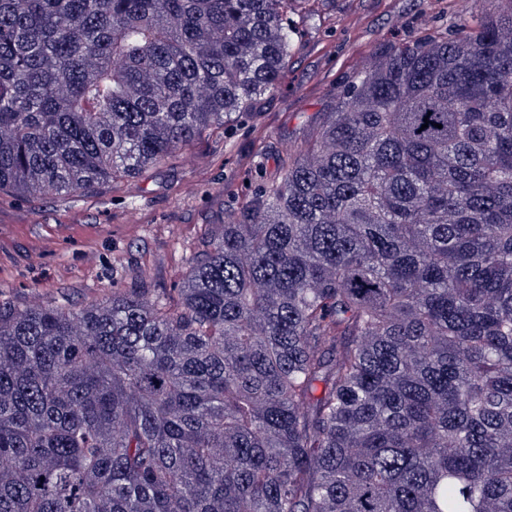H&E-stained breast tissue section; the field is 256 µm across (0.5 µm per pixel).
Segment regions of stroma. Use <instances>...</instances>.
Instances as JSON below:
<instances>
[{"label": "stroma", "mask_w": 512, "mask_h": 512, "mask_svg": "<svg viewBox=\"0 0 512 512\" xmlns=\"http://www.w3.org/2000/svg\"><path fill=\"white\" fill-rule=\"evenodd\" d=\"M454 0H304L300 37L261 109L203 133L179 156L123 184L29 200L0 192V292L17 305L87 302L133 285L179 287L186 252L258 182L274 181L287 150L315 128L365 60L460 24Z\"/></svg>", "instance_id": "stroma-1"}]
</instances>
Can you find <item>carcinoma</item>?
<instances>
[{"mask_svg": "<svg viewBox=\"0 0 512 512\" xmlns=\"http://www.w3.org/2000/svg\"><path fill=\"white\" fill-rule=\"evenodd\" d=\"M296 2L0 0V192L129 183L257 109ZM482 3L371 57L173 292L0 294V512H512V0Z\"/></svg>", "mask_w": 512, "mask_h": 512, "instance_id": "obj_1", "label": "carcinoma"}]
</instances>
